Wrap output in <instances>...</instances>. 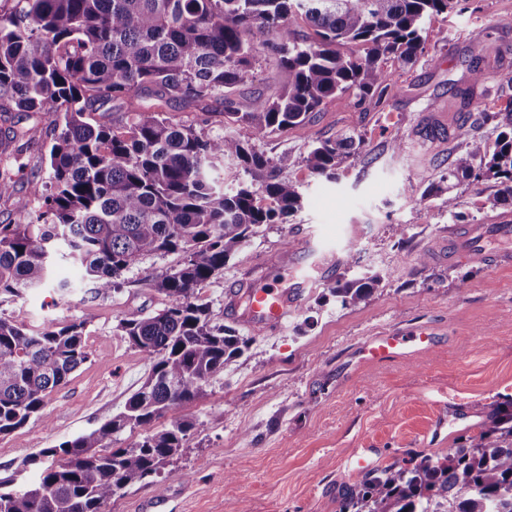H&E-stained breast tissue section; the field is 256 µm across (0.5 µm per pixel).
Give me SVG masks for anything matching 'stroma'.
I'll use <instances>...</instances> for the list:
<instances>
[{
	"mask_svg": "<svg viewBox=\"0 0 512 512\" xmlns=\"http://www.w3.org/2000/svg\"><path fill=\"white\" fill-rule=\"evenodd\" d=\"M424 52L411 64L387 57L391 89L382 99H329L301 125L264 138L267 156H287L284 178L300 184L301 209L258 228L223 271L199 287L213 324L250 338L245 354L204 393L152 424L193 418L203 426L159 475L120 491L100 512H338L346 488L363 475L358 457L375 466L417 451L432 460L464 444L489 422L494 407L512 406V263L493 257L512 238L491 235L490 261L448 256L452 225L511 224L512 201L491 181H460L448 214L428 190L461 149L454 132L476 124L492 139L512 111V0H459L422 25ZM486 74L482 95L464 103L469 69ZM38 125L42 133L13 164L18 183L47 182L51 142L47 116L11 112L0 129ZM405 136L392 151L394 130ZM343 134L358 152L335 178L311 173L313 143ZM295 241L293 260L307 278L303 298L273 331L226 313L225 299L244 277L283 283L279 256ZM356 249V272L383 275L367 301L340 307L332 293ZM424 252L427 267L410 254ZM177 255L149 256L124 273L119 290L92 291L81 270L65 265L67 293L41 288L0 300V317L28 330L85 321L88 360L49 397L41 418L0 435V478L33 480L26 459L91 431L120 412L151 364L121 336L123 314H153L168 300L152 286ZM423 328L433 341L409 359L363 362V343L382 332Z\"/></svg>",
	"mask_w": 512,
	"mask_h": 512,
	"instance_id": "35a3bbf8",
	"label": "stroma"
}]
</instances>
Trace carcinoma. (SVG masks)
Listing matches in <instances>:
<instances>
[{"mask_svg":"<svg viewBox=\"0 0 512 512\" xmlns=\"http://www.w3.org/2000/svg\"><path fill=\"white\" fill-rule=\"evenodd\" d=\"M458 0H13L0 10V112L50 118V190L32 182L20 194L0 172V199L31 212L27 224H0V296L71 288L57 276L63 257L82 266L99 294L147 256L177 254L154 279L168 306L152 316L131 310L119 329L152 371L123 411L99 428L42 450L28 461L34 481L21 489L0 479V512H100L103 502L157 474L201 426L180 419L146 431L123 448L105 441L150 425L195 400L246 341L214 325L198 286L224 269L254 229L301 208L298 183L280 176L288 156L265 155L257 141L305 122L324 102L351 92L382 98L392 75L384 58L404 63L423 53V21ZM312 33L298 36L297 21ZM365 46L356 57L338 50ZM285 76L272 96L246 106L230 89L254 79L262 47ZM124 120L94 117L107 103ZM200 108L240 127L212 136L175 121L167 107ZM38 126L9 128L0 145L25 152ZM465 144L451 179H495L512 201V119L494 146L461 125ZM352 135L316 141L306 165L326 178L356 153ZM237 164L250 180L224 188L219 169ZM36 210H30L33 200ZM381 277L339 281L343 307L368 300ZM86 322L28 331L0 317V435L41 417L50 394L89 358ZM448 449L443 461L367 472L339 512H512V412Z\"/></svg>","mask_w":512,"mask_h":512,"instance_id":"obj_1","label":"carcinoma"}]
</instances>
